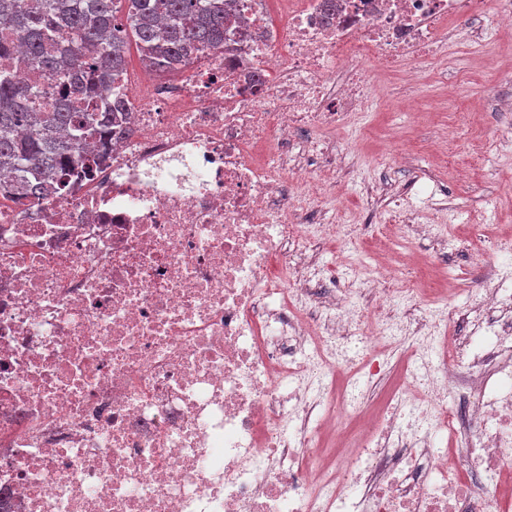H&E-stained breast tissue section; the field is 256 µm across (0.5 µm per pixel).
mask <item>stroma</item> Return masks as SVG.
Masks as SVG:
<instances>
[{"instance_id": "1", "label": "stroma", "mask_w": 512, "mask_h": 512, "mask_svg": "<svg viewBox=\"0 0 512 512\" xmlns=\"http://www.w3.org/2000/svg\"><path fill=\"white\" fill-rule=\"evenodd\" d=\"M488 39L499 43L497 56L478 59L459 45L427 73L419 91L399 76L383 75L378 60L365 63L382 81V101L361 131H332L338 151L353 155L354 163L321 203L336 225L346 223L351 211L370 210L373 219L360 225L349 244L322 240L330 273L344 280L359 262L410 251L420 263L403 266L402 277L418 281L427 293L447 289L449 310L460 311L470 290L491 280L476 257L479 246L495 248L501 262L512 264V112L498 109L501 100L512 97V31L492 29ZM421 167L436 175L429 186L434 203L422 221L447 226L452 247L444 258L429 242L408 245L383 229L379 217L392 203L366 196L375 181L387 177L403 184Z\"/></svg>"}]
</instances>
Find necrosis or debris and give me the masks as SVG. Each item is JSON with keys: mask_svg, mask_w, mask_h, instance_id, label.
Returning a JSON list of instances; mask_svg holds the SVG:
<instances>
[{"mask_svg": "<svg viewBox=\"0 0 512 512\" xmlns=\"http://www.w3.org/2000/svg\"><path fill=\"white\" fill-rule=\"evenodd\" d=\"M237 0L247 32L177 70L124 78L126 121L90 177L38 203L0 176V512H512V298L417 312L395 275L346 288L310 245L330 144L357 120L360 67L441 65L457 20L512 28V0ZM403 377L351 457L310 428L311 389L355 336ZM453 405H446L448 395ZM452 435V447L435 441Z\"/></svg>", "mask_w": 512, "mask_h": 512, "instance_id": "necrosis-or-debris-1", "label": "necrosis or debris"}]
</instances>
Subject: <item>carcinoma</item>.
<instances>
[{
    "label": "carcinoma",
    "instance_id": "obj_1",
    "mask_svg": "<svg viewBox=\"0 0 512 512\" xmlns=\"http://www.w3.org/2000/svg\"><path fill=\"white\" fill-rule=\"evenodd\" d=\"M232 0H0V59L24 48L29 60L56 84L54 106L43 110L19 75L0 70V175L16 174L24 198L43 201V180L90 175L85 141L118 122L127 110L101 89L127 72L129 43L140 60L172 71L204 48L224 45ZM122 9L123 17L116 16Z\"/></svg>",
    "mask_w": 512,
    "mask_h": 512
}]
</instances>
